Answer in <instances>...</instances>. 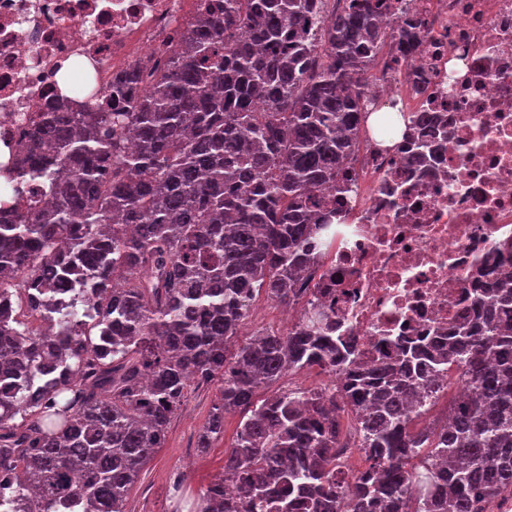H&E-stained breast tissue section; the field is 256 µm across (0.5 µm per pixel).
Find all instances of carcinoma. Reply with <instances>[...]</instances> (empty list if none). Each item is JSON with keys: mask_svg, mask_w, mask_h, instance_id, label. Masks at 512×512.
Listing matches in <instances>:
<instances>
[{"mask_svg": "<svg viewBox=\"0 0 512 512\" xmlns=\"http://www.w3.org/2000/svg\"><path fill=\"white\" fill-rule=\"evenodd\" d=\"M389 11L223 0L183 23L150 86L139 69L115 80L112 111L29 117L17 219L0 223V512H127L188 388L214 379L197 448L246 414L198 512H487L512 496V270L448 346L367 371L311 292L340 216L320 192L357 190L364 74L388 38L417 39L381 23ZM401 116L426 158L435 121ZM31 184L51 200L24 196ZM262 293L298 322L235 343ZM450 365L469 387L451 426L410 432ZM310 370L343 381L255 401ZM344 407L368 462L352 484L336 471Z\"/></svg>", "mask_w": 512, "mask_h": 512, "instance_id": "cac0c4a2", "label": "carcinoma"}]
</instances>
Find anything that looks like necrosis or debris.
<instances>
[{"mask_svg": "<svg viewBox=\"0 0 512 512\" xmlns=\"http://www.w3.org/2000/svg\"><path fill=\"white\" fill-rule=\"evenodd\" d=\"M202 0H0V192L27 150V118L74 110L65 66L89 70L101 106L113 79L138 68L152 82L163 52ZM418 43L388 45L367 94L408 112H441L448 127L427 166L411 142L359 143V190L315 277L369 366L396 343L447 335L496 268H512V0H406Z\"/></svg>", "mask_w": 512, "mask_h": 512, "instance_id": "obj_1", "label": "necrosis or debris"}]
</instances>
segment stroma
<instances>
[{
	"label": "stroma",
	"instance_id": "35a3bbf8",
	"mask_svg": "<svg viewBox=\"0 0 512 512\" xmlns=\"http://www.w3.org/2000/svg\"><path fill=\"white\" fill-rule=\"evenodd\" d=\"M287 325V308L262 295L254 302L238 339L243 342L259 330H283ZM219 396L220 383L216 380L189 388L184 405L168 429L164 447L154 454L129 498L128 512H193L201 491L222 470L243 417L239 410L227 413L223 437L207 454H200L198 434ZM177 478L182 481L178 488L173 485Z\"/></svg>",
	"mask_w": 512,
	"mask_h": 512
}]
</instances>
